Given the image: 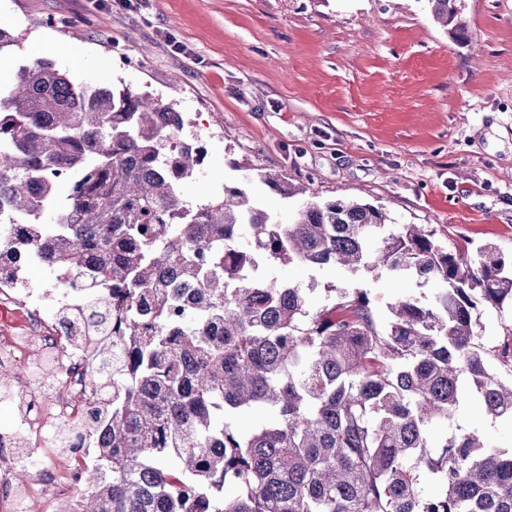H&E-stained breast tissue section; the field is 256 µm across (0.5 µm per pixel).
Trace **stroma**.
<instances>
[{
  "mask_svg": "<svg viewBox=\"0 0 512 512\" xmlns=\"http://www.w3.org/2000/svg\"><path fill=\"white\" fill-rule=\"evenodd\" d=\"M453 39L424 0H0L12 63L44 59L80 82L172 104L202 150L190 205L250 169L321 199H357L453 247L512 255V0H462ZM301 286L370 290L379 317L435 283L376 269L287 265ZM455 425L512 451V424L475 401Z\"/></svg>",
  "mask_w": 512,
  "mask_h": 512,
  "instance_id": "35a3bbf8",
  "label": "stroma"
}]
</instances>
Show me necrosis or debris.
<instances>
[{
	"label": "necrosis or debris",
	"mask_w": 512,
	"mask_h": 512,
	"mask_svg": "<svg viewBox=\"0 0 512 512\" xmlns=\"http://www.w3.org/2000/svg\"><path fill=\"white\" fill-rule=\"evenodd\" d=\"M85 294L82 284L66 273L37 291L20 280L0 281V308L19 311L24 319L19 332L0 329V364L26 365L28 349L35 346L59 369L45 382L48 400H28L27 430L43 432L48 423L82 413L97 400L88 381L87 348L78 341L80 322L62 316L63 311L81 308ZM17 438L15 432H0V512H7L23 490L16 466Z\"/></svg>",
	"instance_id": "4bbe7bcc"
}]
</instances>
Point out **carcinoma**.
Here are the masks:
<instances>
[{"mask_svg": "<svg viewBox=\"0 0 512 512\" xmlns=\"http://www.w3.org/2000/svg\"><path fill=\"white\" fill-rule=\"evenodd\" d=\"M426 2L466 38L461 0ZM183 126L160 99L45 60L0 87V224L28 227L0 246L10 276L36 250L89 293L101 400L61 436L72 453L83 431L106 436L76 476L91 493L74 512H512V452L451 429L469 397L512 422V327L490 348L474 332L479 308L512 312V257L486 243L471 261L427 225L318 200L281 172L258 177L296 201L286 224L248 177L189 206L200 149L167 134ZM274 264L385 267L440 292L398 300L381 326L367 290L325 288L315 303V285ZM253 409L270 421L233 431Z\"/></svg>", "mask_w": 512, "mask_h": 512, "instance_id": "carcinoma-1", "label": "carcinoma"}]
</instances>
